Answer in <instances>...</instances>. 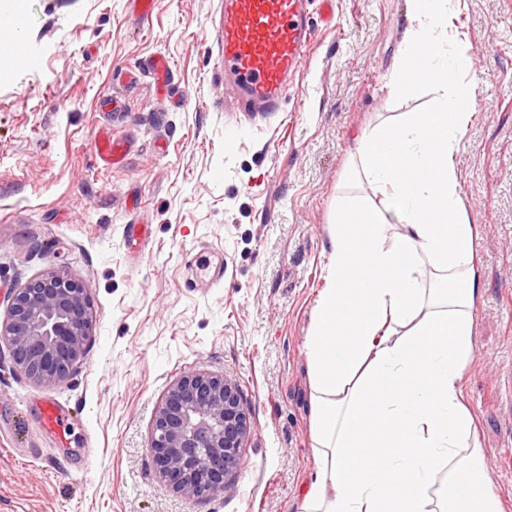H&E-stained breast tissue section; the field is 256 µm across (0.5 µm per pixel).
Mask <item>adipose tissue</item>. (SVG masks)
<instances>
[{"instance_id":"1","label":"adipose tissue","mask_w":512,"mask_h":512,"mask_svg":"<svg viewBox=\"0 0 512 512\" xmlns=\"http://www.w3.org/2000/svg\"><path fill=\"white\" fill-rule=\"evenodd\" d=\"M410 3L391 86L437 97L358 140L371 194L336 209L335 261L305 341L315 457L296 512H503L463 386L479 279L456 158L474 55L452 42L448 0ZM391 224L402 231L390 239Z\"/></svg>"}]
</instances>
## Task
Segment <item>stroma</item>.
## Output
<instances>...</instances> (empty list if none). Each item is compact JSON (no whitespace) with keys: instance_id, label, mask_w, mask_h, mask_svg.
<instances>
[{"instance_id":"35a3bbf8","label":"stroma","mask_w":512,"mask_h":512,"mask_svg":"<svg viewBox=\"0 0 512 512\" xmlns=\"http://www.w3.org/2000/svg\"><path fill=\"white\" fill-rule=\"evenodd\" d=\"M21 9L20 47L0 51V316L10 288L54 266L87 287L83 359L53 385L0 354V512H294L313 467L304 342L332 261L339 199L358 138L430 108L399 97L390 70L413 20L408 0H335L313 16L310 57L284 111L224 109L221 0H0ZM454 30L475 56L476 103L456 159L475 224L480 292L464 390L494 494L512 512V0H462ZM166 93L127 70L156 55ZM117 95L122 108L101 111ZM130 150L106 168L99 127ZM145 224L141 256L127 225ZM224 252V280L187 282L184 256ZM192 371L235 382L250 421L242 465L223 492L176 493L150 450L156 411ZM75 421L59 443L36 399Z\"/></svg>"}]
</instances>
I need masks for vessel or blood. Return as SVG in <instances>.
<instances>
[{"mask_svg": "<svg viewBox=\"0 0 512 512\" xmlns=\"http://www.w3.org/2000/svg\"><path fill=\"white\" fill-rule=\"evenodd\" d=\"M224 86L242 112L281 111L296 73L312 46L308 18L311 4L330 12L333 0H223ZM95 152L102 166L122 162L125 145L108 131L95 135ZM194 284L212 287L224 279V256L188 261ZM43 431L67 441L71 429L61 405L52 399L38 402Z\"/></svg>", "mask_w": 512, "mask_h": 512, "instance_id": "b4317fda", "label": "vessel or blood"}]
</instances>
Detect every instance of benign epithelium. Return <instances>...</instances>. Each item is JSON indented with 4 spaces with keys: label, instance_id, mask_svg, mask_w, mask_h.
<instances>
[{
    "label": "benign epithelium",
    "instance_id": "1",
    "mask_svg": "<svg viewBox=\"0 0 512 512\" xmlns=\"http://www.w3.org/2000/svg\"><path fill=\"white\" fill-rule=\"evenodd\" d=\"M91 327L87 287L65 267H53L12 289L6 318L0 321V343L29 379L51 385L79 363ZM248 432L238 385L191 372L168 389L150 448L177 491L209 497L224 491L237 472Z\"/></svg>",
    "mask_w": 512,
    "mask_h": 512
}]
</instances>
